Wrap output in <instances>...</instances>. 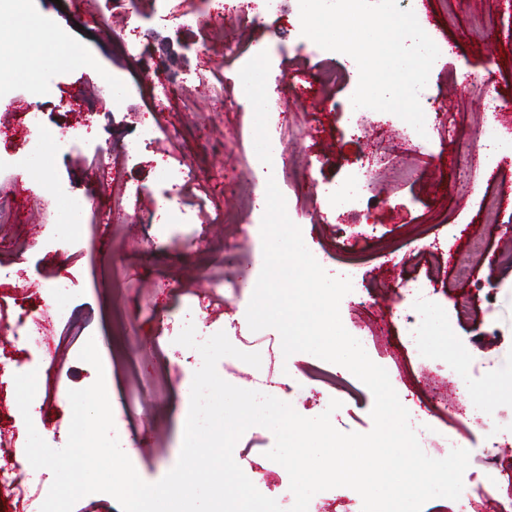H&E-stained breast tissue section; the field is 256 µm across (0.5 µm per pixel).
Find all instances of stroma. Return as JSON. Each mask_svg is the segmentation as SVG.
Wrapping results in <instances>:
<instances>
[{
  "mask_svg": "<svg viewBox=\"0 0 512 512\" xmlns=\"http://www.w3.org/2000/svg\"><path fill=\"white\" fill-rule=\"evenodd\" d=\"M113 0H99L96 10L80 11L75 0H29L35 17H49L63 27L70 42L84 47L89 61L51 74L49 88L33 95L26 82L14 86L0 129V154L24 149L23 112H40L49 128L71 123L74 111L91 115L90 143L81 151L54 156L47 183L27 180L22 172L4 171L0 182L12 185L18 199L13 225L0 230V263L21 281L38 283L33 293L0 288V356L8 357L0 375V429L12 439L0 456L16 461L25 453L27 423L54 448L68 439L72 410L68 392L92 385L95 368L80 359L77 343L96 321L107 325L106 358L114 385L112 409L122 420L117 437L138 475L146 482L162 479L180 454L177 418L184 403L179 374L189 365L174 346L159 337L176 338L183 321L197 335L225 332L236 348L254 333L241 311L248 293L232 294L229 281L247 278L229 264L257 244L254 204L242 187L257 189L254 175L253 114L240 97L236 78L255 51L280 45L284 56H271L273 75L287 74L288 89L270 105L284 116L278 133L285 156L299 161L301 179L280 175L278 188L288 202V216L305 228L308 248L328 275L343 257L356 255L355 285L340 303L345 329L365 339L373 362L384 367L400 400L408 407L419 443L430 457L448 449L442 436L454 432L458 447L469 450L463 475L465 490L479 489L477 504L494 508L512 494V401L496 402L490 427L473 424L464 414V396L448 377L449 367L464 363L470 388L494 397L512 377V267L498 262L503 244L500 225L512 224V167L488 169L477 162L481 139L492 133L512 138V0H424L420 13L426 28L444 47L435 76L420 101L425 131L417 133L397 115L372 109L353 111L346 103L359 74L348 59L305 41L292 0H280L278 17L192 28L179 17L202 13V0H138L127 26L140 27L136 44L139 67L114 56L112 43L99 33L100 19L110 15ZM79 14L81 25L67 27L66 15ZM117 77L143 83L144 89L124 108H113L103 83ZM166 82L172 95L164 102L153 85ZM158 128L156 141L140 159L127 160L124 145L138 116ZM377 188L356 210L330 212L324 191L347 180L370 155ZM187 167L197 173L175 201L193 209L188 237H157L155 200L163 187L155 166ZM140 187L139 204H120L124 187ZM86 199L89 210L79 234L61 236V249L50 253L42 236L59 234L62 195ZM238 221L216 225L225 208ZM416 224L432 227V246L413 236ZM58 278L60 292L44 289ZM481 286L468 319L449 320L447 344L428 352L409 345L404 317L410 301L401 299V282L421 284L430 302L451 310L469 281ZM65 298L70 319L52 320L51 307ZM28 314L49 318L53 358L41 348L14 352L10 346L18 321ZM301 372L289 379V369ZM36 372V395L44 404L31 421L19 410L14 377ZM219 375L240 388H256L264 373L277 382V397L305 417L324 412L340 400L332 423L342 432L373 428L371 391L335 364L297 352L276 355L274 364L252 367L240 360L218 365ZM453 407H445L446 399ZM274 436L266 428H249L233 457L244 472L255 474L263 495L289 508L294 497L280 464L267 458Z\"/></svg>",
  "mask_w": 512,
  "mask_h": 512,
  "instance_id": "stroma-1",
  "label": "stroma"
}]
</instances>
